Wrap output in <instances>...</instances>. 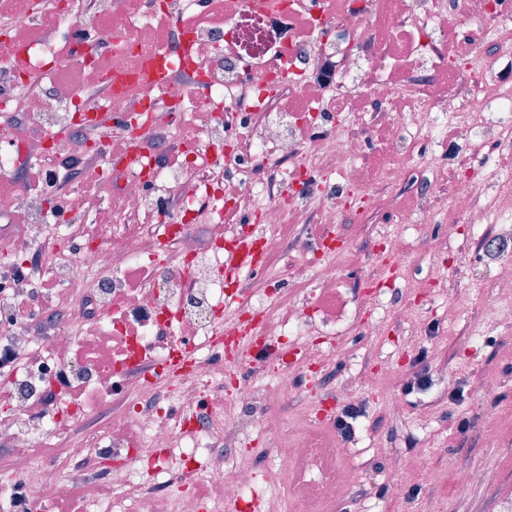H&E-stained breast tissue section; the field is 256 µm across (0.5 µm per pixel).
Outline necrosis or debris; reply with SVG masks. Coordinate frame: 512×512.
Segmentation results:
<instances>
[{
	"label": "necrosis or debris",
	"mask_w": 512,
	"mask_h": 512,
	"mask_svg": "<svg viewBox=\"0 0 512 512\" xmlns=\"http://www.w3.org/2000/svg\"><path fill=\"white\" fill-rule=\"evenodd\" d=\"M18 14H32L36 31L14 46L13 28L0 26V111L20 122L55 130V142L17 138L0 145V238L14 259L0 266V385L13 389L17 413L8 449L27 465L17 480L0 487V512H28L52 482L54 465L30 461L46 435L80 434L72 476L106 484L121 512H224L226 501L259 500L267 512L301 484L300 512H326L347 494L352 468L330 433H318L304 417L282 422L279 408L297 376L274 352L242 372L236 340L216 333L217 309L229 285L222 275L225 212L242 211L265 224L267 261L282 251L281 224H335L338 208H352L365 188L336 199L333 178L362 154L361 133L371 118L407 104L404 125L387 140L391 159L409 158L414 135L439 131L438 115L459 119L463 140L494 138L502 156L512 155V18L498 0H218V15L202 0H12ZM483 22L491 52L445 58L438 39L450 25ZM108 44L120 66L104 72L94 56L58 49L72 25ZM448 64L472 94L431 97L428 88ZM169 74L163 83L155 72ZM498 73L484 83L485 71ZM365 98L367 111L351 109ZM85 112H109L125 120L136 146L131 164L110 162L86 135ZM200 114L199 126L186 113ZM503 115L489 133L485 114ZM247 123L248 141L237 128ZM308 128L301 140L297 131ZM194 139L200 153L179 165L164 164L167 147ZM45 164L44 188L33 193L10 181L20 167ZM80 169L72 177V169ZM109 172L121 204L108 223L84 225V177ZM237 176L235 193L224 181ZM68 181L69 222H60L53 186ZM452 207L464 223L493 224L478 249L498 261L499 300L486 302L487 324H497L502 303L512 299V233L501 230L512 212V170L494 201L480 205L475 184L456 176ZM25 222H15L16 214ZM33 271L54 283L35 287L24 312L12 307V276ZM267 287L239 289L245 321L264 335L309 336L306 366L327 368L335 348H323L327 328L313 326L309 305L289 303L287 320L276 315ZM93 324L117 337L111 365L71 361L77 328ZM187 352L189 369L172 376L165 365ZM112 397V417L87 425V409L71 401L63 383L72 369ZM197 409V429L184 430V407ZM272 432L279 468L267 486L254 481L252 458L235 443L243 417ZM216 483L223 501L196 496Z\"/></svg>",
	"instance_id": "4bbe7bcc"
}]
</instances>
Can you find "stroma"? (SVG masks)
<instances>
[{
  "mask_svg": "<svg viewBox=\"0 0 512 512\" xmlns=\"http://www.w3.org/2000/svg\"><path fill=\"white\" fill-rule=\"evenodd\" d=\"M388 124L376 122L365 131L368 147L351 170L337 174V190L355 179L388 167L383 149ZM454 151V165L443 173L426 172L432 155ZM473 147L464 141L448 143L444 136L416 138L411 167L395 170L405 182L425 174L438 199L453 190L457 169L473 166ZM477 166V165H474ZM476 183L482 192H494L503 171L494 154H485L477 166ZM418 209L411 191L387 182L372 181L359 211L342 214L336 231L344 250L334 270L336 286L329 293H311L314 273L312 253L285 251L276 259L286 271L283 296L310 298L315 321L339 324L336 343L343 350L336 361L342 371L335 388L313 384L301 377L291 400L283 406L292 417L309 407H319L334 393L348 392L363 403L364 415L356 433L342 448L354 459L352 490L331 504V512H495L499 501L512 499V303L504 304L505 323L490 328L483 321L482 305L495 299L492 278L473 276L477 252L467 242L475 238L470 225L458 227L447 252L428 251L414 226L401 223L400 215ZM389 243L397 252V267L387 257H376L375 241ZM381 286V307L357 309L354 291L365 281ZM451 283L459 294L458 319L448 320V297L425 294L430 283ZM426 351L432 385L424 392H405L415 371L414 360ZM498 384L494 398H483L481 386ZM457 388L450 400L449 388ZM468 418L469 431L456 436L459 418ZM503 426L496 446H488L482 431L487 419ZM415 464L427 458L432 476L420 481L421 493L410 497L396 492L382 470L389 457ZM483 468L485 479L468 491L459 490V475L469 467Z\"/></svg>",
  "mask_w": 512,
  "mask_h": 512,
  "instance_id": "1",
  "label": "stroma"
}]
</instances>
